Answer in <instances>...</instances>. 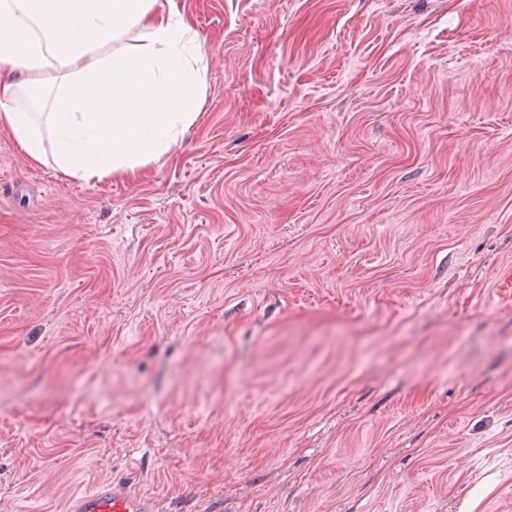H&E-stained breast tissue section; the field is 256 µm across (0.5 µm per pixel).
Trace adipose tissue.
<instances>
[{
	"instance_id": "adipose-tissue-1",
	"label": "adipose tissue",
	"mask_w": 512,
	"mask_h": 512,
	"mask_svg": "<svg viewBox=\"0 0 512 512\" xmlns=\"http://www.w3.org/2000/svg\"><path fill=\"white\" fill-rule=\"evenodd\" d=\"M206 69L177 0H0V128L74 180L158 161L195 123Z\"/></svg>"
}]
</instances>
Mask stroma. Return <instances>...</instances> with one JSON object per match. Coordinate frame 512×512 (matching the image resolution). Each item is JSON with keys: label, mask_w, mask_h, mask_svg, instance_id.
Wrapping results in <instances>:
<instances>
[{"label": "stroma", "mask_w": 512, "mask_h": 512, "mask_svg": "<svg viewBox=\"0 0 512 512\" xmlns=\"http://www.w3.org/2000/svg\"><path fill=\"white\" fill-rule=\"evenodd\" d=\"M178 4L137 179L0 129V512H512V0ZM69 512H159L154 499L131 491L124 483L103 482L74 495Z\"/></svg>", "instance_id": "35a3bbf8"}]
</instances>
